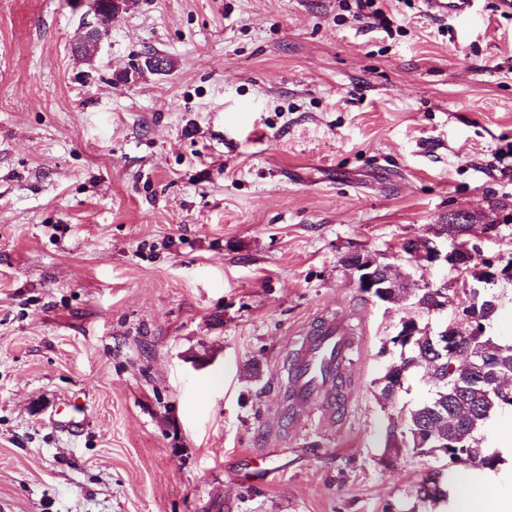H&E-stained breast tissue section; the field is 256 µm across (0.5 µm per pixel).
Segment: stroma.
Segmentation results:
<instances>
[{"mask_svg":"<svg viewBox=\"0 0 512 512\" xmlns=\"http://www.w3.org/2000/svg\"><path fill=\"white\" fill-rule=\"evenodd\" d=\"M377 5L391 32L356 0H124L86 60L88 0H0V512H451L415 495L434 459L384 451L422 374L377 380L404 315L462 319L464 274L406 240L462 209L480 259L512 253V9ZM356 250L447 307L363 293ZM324 311L357 343L334 422L295 431L293 333ZM447 471L512 495L510 453ZM424 11L431 17L442 19H469L475 13L476 0H422Z\"/></svg>","mask_w":512,"mask_h":512,"instance_id":"obj_1","label":"stroma"}]
</instances>
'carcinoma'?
Here are the masks:
<instances>
[{
    "mask_svg": "<svg viewBox=\"0 0 512 512\" xmlns=\"http://www.w3.org/2000/svg\"><path fill=\"white\" fill-rule=\"evenodd\" d=\"M497 308L494 297L485 296L477 304L469 302L462 310L469 323L460 333L459 348L463 352H487L483 370L477 376L457 359L436 357L424 328L413 336L400 329L391 338V343L400 348L399 374L394 379L387 375L379 379L380 394L385 398L401 390L403 380L415 369L426 368L430 362L434 366L430 396L407 410L404 431L398 433L390 427L385 451L396 454L406 448L417 455L487 470H494L503 462L478 436L492 415L512 411V390L500 386L502 376L512 375V344H501L486 335V327ZM418 486L416 493L420 499L440 500L444 495L441 469L429 470Z\"/></svg>",
    "mask_w": 512,
    "mask_h": 512,
    "instance_id": "cac0c4a2",
    "label": "carcinoma"
}]
</instances>
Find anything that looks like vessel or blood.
<instances>
[{
	"mask_svg": "<svg viewBox=\"0 0 512 512\" xmlns=\"http://www.w3.org/2000/svg\"><path fill=\"white\" fill-rule=\"evenodd\" d=\"M422 3L431 17L469 19L475 13L476 0ZM353 343L352 327L333 315H317L298 329L283 396L292 413L293 427H300L305 418L315 414L331 420L336 411V392L329 372L344 360Z\"/></svg>",
	"mask_w": 512,
	"mask_h": 512,
	"instance_id": "vessel-or-blood-1",
	"label": "vessel or blood"
}]
</instances>
